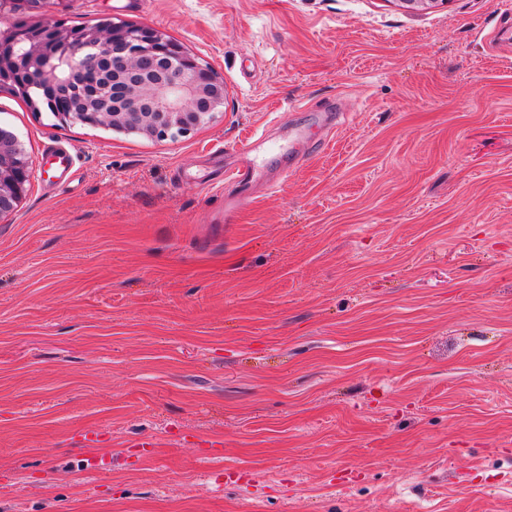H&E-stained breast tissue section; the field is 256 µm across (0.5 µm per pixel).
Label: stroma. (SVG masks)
I'll return each instance as SVG.
<instances>
[{
    "instance_id": "1",
    "label": "stroma",
    "mask_w": 512,
    "mask_h": 512,
    "mask_svg": "<svg viewBox=\"0 0 512 512\" xmlns=\"http://www.w3.org/2000/svg\"><path fill=\"white\" fill-rule=\"evenodd\" d=\"M504 2L46 11L161 30L225 100L157 141L0 92L32 168L0 219V512H512ZM336 100L276 190L228 211L203 187Z\"/></svg>"
}]
</instances>
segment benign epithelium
Masks as SVG:
<instances>
[{"instance_id": "obj_1", "label": "benign epithelium", "mask_w": 512, "mask_h": 512, "mask_svg": "<svg viewBox=\"0 0 512 512\" xmlns=\"http://www.w3.org/2000/svg\"><path fill=\"white\" fill-rule=\"evenodd\" d=\"M72 45L60 26L34 47L31 82L65 105L63 121L160 141L189 134L224 105V82L154 28L107 20ZM30 162L18 136L0 132V217L22 200Z\"/></svg>"}]
</instances>
